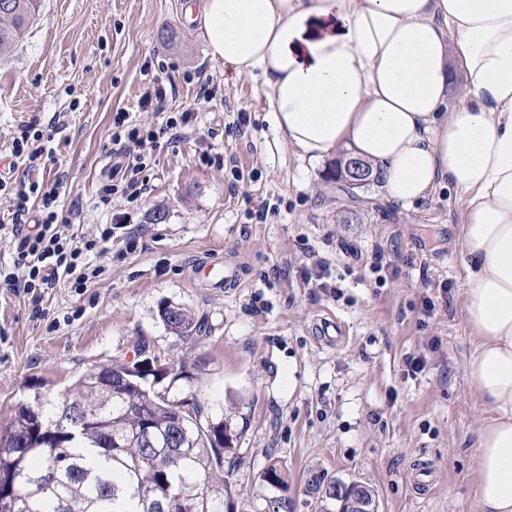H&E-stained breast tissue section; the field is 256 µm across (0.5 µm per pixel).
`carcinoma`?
<instances>
[{
    "label": "carcinoma",
    "mask_w": 512,
    "mask_h": 512,
    "mask_svg": "<svg viewBox=\"0 0 512 512\" xmlns=\"http://www.w3.org/2000/svg\"><path fill=\"white\" fill-rule=\"evenodd\" d=\"M40 0H0V55L16 48L38 12ZM159 317L185 343L199 329L187 311L165 304ZM117 360L87 368L59 400L35 394L32 406L42 424L35 425L27 404L0 428V512H161L179 498L177 512H228L231 490L224 478V455L233 450L230 424L212 419L199 401L196 418L176 427L184 399L170 395L196 376L183 361L177 368L135 372L112 392L103 379ZM77 408L85 427L81 436L96 451L87 462L73 451L66 429L55 430L66 406ZM152 442L143 440L145 431ZM274 488L287 486L275 464L262 475Z\"/></svg>",
    "instance_id": "cac0c4a2"
}]
</instances>
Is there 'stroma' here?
<instances>
[{
  "label": "stroma",
  "mask_w": 512,
  "mask_h": 512,
  "mask_svg": "<svg viewBox=\"0 0 512 512\" xmlns=\"http://www.w3.org/2000/svg\"><path fill=\"white\" fill-rule=\"evenodd\" d=\"M186 4L41 0L22 43L0 58V156H10L23 125L55 115L65 124L5 183L25 175L56 188L78 214L64 234L94 239L114 227L105 252L86 256L98 277L81 288L60 277L38 297L5 281L14 253L10 227L0 228V427L35 392L58 397L87 367L132 358L142 345L173 364L195 362L194 388L177 386L175 395L195 391L237 432L224 459L231 512H342V501H323L322 492L355 483L373 490L378 512H478L474 448L488 412L466 384L473 341L460 194L439 187L400 210L376 185L343 191L332 162L314 167L280 147L261 80L212 58ZM208 78L224 98L199 110ZM158 79L176 92L154 112L140 101ZM186 110L197 133L161 139L143 198L102 203L114 113L161 126ZM264 202L270 213L259 223ZM378 250L388 262L379 271L371 267ZM212 260L241 264L240 287L196 276V264ZM319 263L329 287L307 280ZM165 303L202 323L194 344L166 329ZM329 315L348 329L332 346L311 331ZM418 354L426 367L408 375L406 359ZM273 463L287 488L263 482ZM420 465L431 469L424 492L413 484Z\"/></svg>",
  "instance_id": "35a3bbf8"
}]
</instances>
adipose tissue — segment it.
I'll use <instances>...</instances> for the list:
<instances>
[{
    "label": "adipose tissue",
    "instance_id": "adipose-tissue-1",
    "mask_svg": "<svg viewBox=\"0 0 512 512\" xmlns=\"http://www.w3.org/2000/svg\"><path fill=\"white\" fill-rule=\"evenodd\" d=\"M194 20L225 68L262 76L301 158L365 160L402 209L465 194L466 376L491 412L476 496L512 512V0H203Z\"/></svg>",
    "mask_w": 512,
    "mask_h": 512
}]
</instances>
